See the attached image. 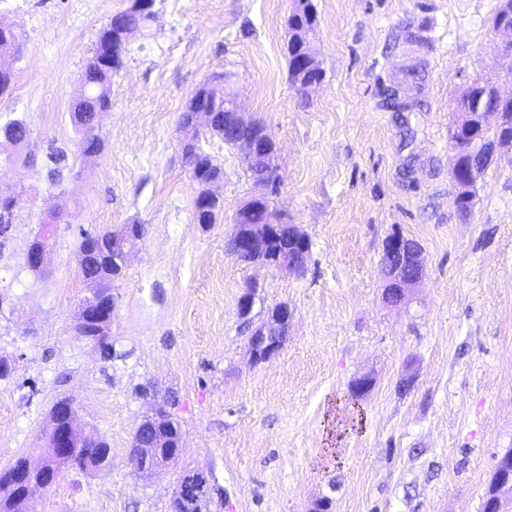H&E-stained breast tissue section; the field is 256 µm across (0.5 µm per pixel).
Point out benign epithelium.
I'll return each mask as SVG.
<instances>
[{
    "instance_id": "benign-epithelium-1",
    "label": "benign epithelium",
    "mask_w": 512,
    "mask_h": 512,
    "mask_svg": "<svg viewBox=\"0 0 512 512\" xmlns=\"http://www.w3.org/2000/svg\"><path fill=\"white\" fill-rule=\"evenodd\" d=\"M224 111L227 112L224 128H233L249 125L242 113L238 111L236 103L224 96ZM491 122L500 129V133L491 139L483 141V150L486 160H492L500 155L504 148L512 147V115L507 116L503 112H496L490 116ZM210 113L204 109H196L184 123L185 131H200L209 128ZM256 135L241 137L235 140L236 147L243 152L245 163L250 166H262L268 163L276 153V145L272 136L263 128L255 129ZM453 165L451 168V180L456 193L468 195L476 187L481 179L486 166L475 167L461 162L463 151L452 145ZM198 190L194 201L200 205H210L221 199L214 190L218 180L201 181L194 179ZM257 192L244 200L236 209L233 217L232 237L236 240L231 254L237 255L243 252H263L271 255L269 262L275 268H284L293 273L307 265L311 253L310 239L294 224H279L274 221L273 209H268V224L266 232L261 233L248 224L239 223L243 213L258 203L271 205L269 189L271 182L266 180L255 181ZM283 229L288 230L292 238L297 241L299 248L287 254L281 253L275 248L277 240L274 233ZM143 237V229L139 224H126L121 233L112 239V248L120 249V253L113 256L119 261V265L112 268V277L118 279L122 276L127 259L138 241ZM48 254V244L41 238L30 241L27 247L26 260L33 270L45 267ZM384 270L385 293L395 296V300L403 299L405 293L415 287L424 276V263L419 245L401 234L395 233L387 237L384 243ZM90 295L84 298L80 307L76 323L83 326L95 325L98 334H107L112 322L114 299L110 298L105 308L98 307L100 302V287L96 280L86 278ZM258 298L257 286L251 284L246 287L240 296L237 311L240 318L250 320L256 299ZM292 319V312L286 305L268 314L263 323L256 327L250 336V353L254 362H265L271 359L282 346ZM76 410L70 401L58 403L52 413L51 420L53 431L49 439V447L52 448L51 456L40 463L27 462L19 475L17 483L21 491L15 499L16 504H21L36 488L50 487L60 476L63 469L70 464L72 449L82 447L84 432L75 428ZM180 451L178 435L171 429L169 419L165 411L158 409L153 415L146 417L138 426L131 448L132 457L139 460L140 473H149L161 468L160 459L166 457L175 459ZM503 466L497 488L494 493L485 497L484 512H512V454L500 459ZM197 476L202 480L199 488L191 490L184 481L176 485L173 498V512H203V506L209 499L212 491L208 473L199 469Z\"/></svg>"
}]
</instances>
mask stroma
Listing matches in <instances>:
<instances>
[{"instance_id": "obj_1", "label": "stroma", "mask_w": 512, "mask_h": 512, "mask_svg": "<svg viewBox=\"0 0 512 512\" xmlns=\"http://www.w3.org/2000/svg\"><path fill=\"white\" fill-rule=\"evenodd\" d=\"M314 3L325 77L301 94L288 78L294 0H156L98 117L103 150L86 159L71 105L102 28L131 0H0V23L24 41L6 59L17 82L0 121L22 115L31 128L27 143L0 140V195L22 207L0 244V357L12 367L0 380V468L48 432L62 398L111 448L109 465L67 470L25 512H171L186 469L211 477L205 512H311L326 497L332 512H481L512 448V163H492L460 215L449 127L477 78L512 96L498 0ZM411 30L419 43H405ZM416 61L424 79L404 128L383 92ZM216 73L276 142L274 210L311 240L304 274L229 253L231 218L255 186L239 149L215 137L204 147L224 167V212L194 220L179 117ZM53 147L68 157L57 186ZM126 224L145 234L112 288L106 360L73 328L88 293L77 241ZM41 231L54 246L36 273L25 252ZM395 231L420 245L425 276L390 303L383 246ZM254 280L247 324L237 304ZM280 304L293 311L288 335L251 363L250 332ZM362 376L373 387L356 424L343 400ZM160 407L182 451L162 471L133 472L135 431Z\"/></svg>"}]
</instances>
